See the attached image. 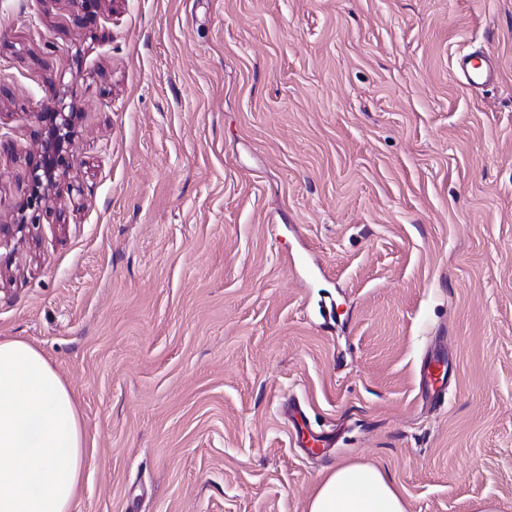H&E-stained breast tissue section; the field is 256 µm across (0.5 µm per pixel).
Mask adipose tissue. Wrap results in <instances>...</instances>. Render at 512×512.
I'll list each match as a JSON object with an SVG mask.
<instances>
[{"label":"adipose tissue","instance_id":"adipose-tissue-1","mask_svg":"<svg viewBox=\"0 0 512 512\" xmlns=\"http://www.w3.org/2000/svg\"><path fill=\"white\" fill-rule=\"evenodd\" d=\"M90 458L76 400L43 354L0 339V512H72ZM307 512H409L382 469L361 462L325 475Z\"/></svg>","mask_w":512,"mask_h":512}]
</instances>
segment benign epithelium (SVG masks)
<instances>
[{"instance_id": "benign-epithelium-1", "label": "benign epithelium", "mask_w": 512, "mask_h": 512, "mask_svg": "<svg viewBox=\"0 0 512 512\" xmlns=\"http://www.w3.org/2000/svg\"><path fill=\"white\" fill-rule=\"evenodd\" d=\"M37 119L43 129V138L36 154L29 159L31 192L26 204L19 208L12 224L1 225L0 231L12 226L21 231L36 223L35 212L39 210L42 202L70 175V146L81 113L66 111V104L61 102L53 110L37 113ZM29 209L34 211L31 216L26 215Z\"/></svg>"}]
</instances>
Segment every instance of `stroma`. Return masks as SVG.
<instances>
[{
    "instance_id": "1",
    "label": "stroma",
    "mask_w": 512,
    "mask_h": 512,
    "mask_svg": "<svg viewBox=\"0 0 512 512\" xmlns=\"http://www.w3.org/2000/svg\"><path fill=\"white\" fill-rule=\"evenodd\" d=\"M0 0V339L91 456L73 512H306L345 462L512 512V0ZM487 50L474 94L459 53ZM456 363L444 404L422 359ZM336 431L294 446L289 402ZM457 81L467 89H478L491 84L496 77V63L492 54L480 51L456 58ZM66 107L65 103L60 102L54 110L37 112L38 122L43 129V138L36 154L28 162L31 170V192L26 204L19 208L12 224H1L0 234L10 226H14L15 231H22L29 223L36 224L35 213L42 202L70 177V146L81 113L74 112L72 108L65 112ZM28 209L33 211L30 219L26 215Z\"/></svg>"
}]
</instances>
